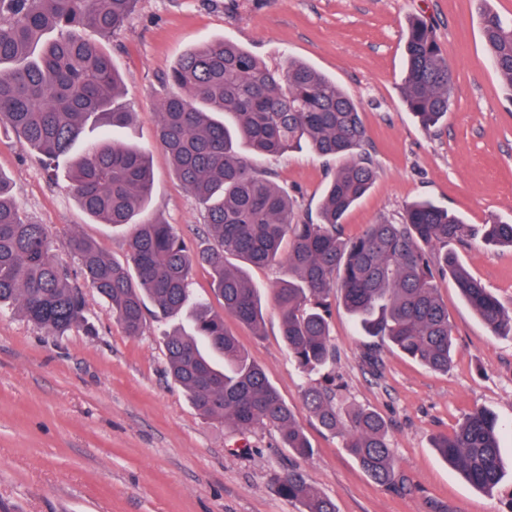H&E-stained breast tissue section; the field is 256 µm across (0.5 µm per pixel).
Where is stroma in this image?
<instances>
[{"label": "stroma", "instance_id": "1", "mask_svg": "<svg viewBox=\"0 0 512 512\" xmlns=\"http://www.w3.org/2000/svg\"><path fill=\"white\" fill-rule=\"evenodd\" d=\"M512 17V0H138L124 29L104 46L123 74V101L137 114L115 132L145 147L154 182L147 219L174 225L190 247L203 233L199 206L175 178L155 143L156 109L165 74L182 54L230 39L270 67L288 58L329 75L357 103L374 185L344 221V235L394 221L427 199L482 224L512 220V99L482 37L483 7ZM433 26L454 64L447 119L426 130L403 102L405 33L413 19ZM255 170L296 198L300 216L316 217L336 161L309 150L263 158L241 151ZM0 173L32 221L45 225L55 261L80 284L87 326L63 335L18 312H0V512H299L277 496L273 474L297 468L333 499L336 512H512V340L488 331L454 281H438L456 349L448 372H435L382 349L378 369L363 361V342L339 303L330 308L336 347L337 402L378 413L406 487L375 484L346 452L340 436L302 412L309 385L280 336L279 316L265 307L261 335L235 321L228 328L288 405L314 455L292 457L270 428L235 431L203 418L166 374L163 339L184 323L177 315L149 322L131 337L94 288L84 284L68 246L72 234L127 258V232L93 221L65 174L49 176L19 137L0 129ZM460 263L512 311V248L481 240L452 244ZM493 411L504 428L506 468L498 489L465 482L433 446L465 414Z\"/></svg>", "mask_w": 512, "mask_h": 512}]
</instances>
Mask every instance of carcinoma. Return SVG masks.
Segmentation results:
<instances>
[{"instance_id": "obj_1", "label": "carcinoma", "mask_w": 512, "mask_h": 512, "mask_svg": "<svg viewBox=\"0 0 512 512\" xmlns=\"http://www.w3.org/2000/svg\"><path fill=\"white\" fill-rule=\"evenodd\" d=\"M138 0H0V126L14 130L48 164H69L68 178L83 211L103 224L128 228L127 262L96 243L69 239L84 279L111 306L129 336L147 318L186 313L188 328L165 334L167 371L199 413L236 430L272 427L295 457L313 456L294 408L226 327L224 316L261 332L264 301L245 270L233 265L285 262L288 280L273 288L280 333L305 373L331 377L336 350L327 317L329 299L347 310L377 365L376 342L387 343L432 371L451 363L453 331L437 280L451 277L461 296L495 336L512 337L507 313L482 282L448 250L452 242L481 238L512 247V222L492 218L476 227L429 201L409 204L398 220L371 224L345 238L342 224L370 190L376 171L358 154L367 140L353 98L313 67L288 59L269 68L248 50L222 39L185 52L165 76L172 88L158 107L155 138L173 174L204 212L207 246L193 254L171 224L142 218L152 192L146 152L103 134L71 157L95 127L125 128L137 113L121 103L122 75L94 29L108 40L122 31ZM492 66L512 96V22L481 15ZM452 65L422 20L405 35L403 99L429 129L448 117ZM244 145L269 156L308 147L318 156L348 162L336 169L318 218L300 220L294 200L250 168L237 153ZM210 269L218 313L191 301L194 265ZM18 309L30 323L63 335L85 322V299L67 269L54 262L45 225L32 222L0 174V308ZM303 409L344 448L363 472L386 488L403 486L388 440V425L365 408L344 409L328 385H309ZM501 427L490 410L465 416L434 448L473 487L494 490L503 479ZM275 493L300 512H336L331 498L299 470L275 474Z\"/></svg>"}]
</instances>
